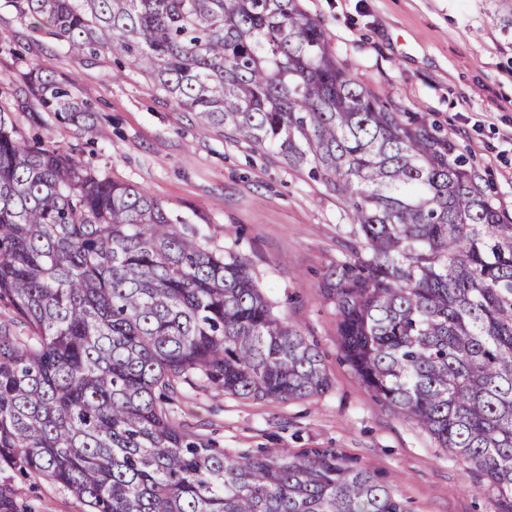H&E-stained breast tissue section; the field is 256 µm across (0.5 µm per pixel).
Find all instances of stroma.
Masks as SVG:
<instances>
[{
  "label": "stroma",
  "mask_w": 512,
  "mask_h": 512,
  "mask_svg": "<svg viewBox=\"0 0 512 512\" xmlns=\"http://www.w3.org/2000/svg\"><path fill=\"white\" fill-rule=\"evenodd\" d=\"M332 53L372 94L441 125L473 161L495 205L512 214V0H302ZM36 68L70 80L94 109L91 139L44 114L24 137L80 144L113 180L144 189L181 230L210 249L242 256L275 314L323 357L330 388L290 401L243 399L180 387L172 418L225 454L332 448L369 471L410 512H497L496 498L463 461L377 400L343 360L323 280L359 244L336 195L273 152L202 130L119 53L77 54L0 0V89ZM24 512H88L68 489L8 472Z\"/></svg>",
  "instance_id": "35a3bbf8"
}]
</instances>
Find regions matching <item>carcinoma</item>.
Listing matches in <instances>:
<instances>
[{
    "mask_svg": "<svg viewBox=\"0 0 512 512\" xmlns=\"http://www.w3.org/2000/svg\"><path fill=\"white\" fill-rule=\"evenodd\" d=\"M8 2L336 194L359 242L324 284L347 361L512 512V217L444 129L360 86L299 0ZM16 112H52L80 139L93 123L35 69L0 104V472L89 512H405L331 449L231 458L176 426L156 392L307 398L330 387L322 358L242 258L78 149L23 140ZM0 512H19L1 479Z\"/></svg>",
    "mask_w": 512,
    "mask_h": 512,
    "instance_id": "1",
    "label": "carcinoma"
}]
</instances>
